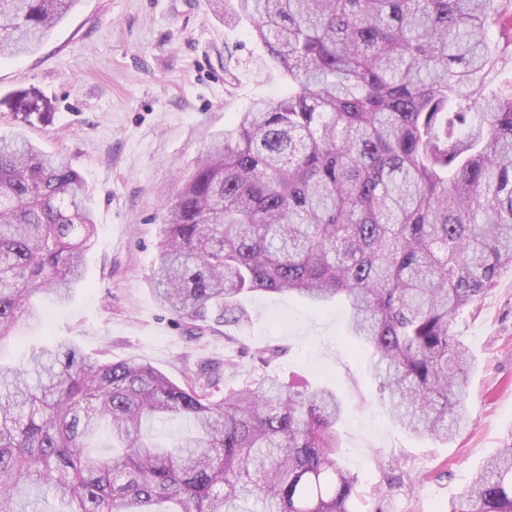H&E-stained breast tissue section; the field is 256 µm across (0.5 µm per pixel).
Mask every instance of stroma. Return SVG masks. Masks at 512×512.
<instances>
[{
	"label": "stroma",
	"mask_w": 512,
	"mask_h": 512,
	"mask_svg": "<svg viewBox=\"0 0 512 512\" xmlns=\"http://www.w3.org/2000/svg\"><path fill=\"white\" fill-rule=\"evenodd\" d=\"M236 77L226 89L225 71ZM284 85L249 28L224 25L219 0H77L35 51L0 63V134L66 156L85 178L97 235L86 281L39 329L0 340V360L68 338L86 353L135 357L174 382L217 368L229 389L248 377H305L347 405L341 466L356 478L354 512H446L512 438V264L501 267L454 332L469 351L470 418L450 440L405 430L383 404L362 343L344 346V312L285 294L244 296L242 328L211 324L190 338L157 302L152 268L163 204L178 194L211 136L258 95ZM285 347L270 363L256 356Z\"/></svg>",
	"instance_id": "stroma-1"
}]
</instances>
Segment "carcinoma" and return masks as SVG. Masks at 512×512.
<instances>
[{
	"mask_svg": "<svg viewBox=\"0 0 512 512\" xmlns=\"http://www.w3.org/2000/svg\"><path fill=\"white\" fill-rule=\"evenodd\" d=\"M76 2L0 0V60ZM242 23L288 92L237 113L163 205L154 295L193 338L212 314L248 323L245 293L342 302L392 417L448 439L471 368L456 319L512 264V0H234ZM94 232L71 163L0 135V340L71 299ZM216 386L62 340L0 363V512H351L333 389ZM170 420V443L146 433ZM448 512H512L511 443Z\"/></svg>",
	"mask_w": 512,
	"mask_h": 512,
	"instance_id": "cac0c4a2",
	"label": "carcinoma"
}]
</instances>
